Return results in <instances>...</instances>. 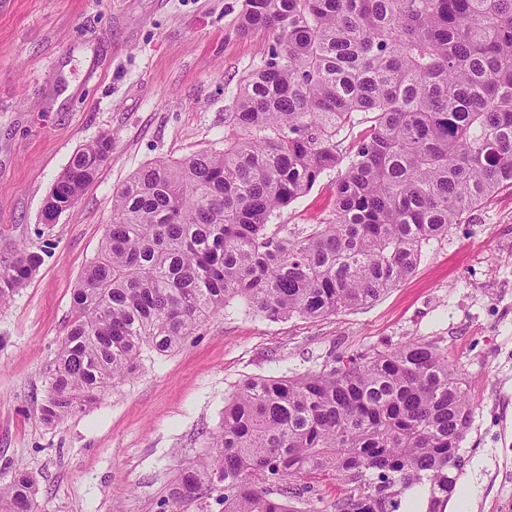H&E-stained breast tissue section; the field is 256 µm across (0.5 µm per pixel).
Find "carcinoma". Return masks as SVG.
Masks as SVG:
<instances>
[{
    "mask_svg": "<svg viewBox=\"0 0 512 512\" xmlns=\"http://www.w3.org/2000/svg\"><path fill=\"white\" fill-rule=\"evenodd\" d=\"M242 34L269 43L241 80L224 150L140 168L116 192L97 256L73 294L41 406L54 424L179 348L233 300L271 320L319 319L377 300L410 277L423 244L512 191V0H243ZM372 115L349 152L338 135ZM79 148L46 195L71 209L110 153ZM341 169L329 217L270 228L280 209ZM43 262L26 247L0 271V304ZM448 350L411 340L336 356L318 371L252 376L225 399L208 451L169 482L173 512H318L316 483L347 494L333 512H401L428 488L442 512L465 464L472 406ZM304 478L303 484L288 483ZM16 471L0 512H35Z\"/></svg>",
    "mask_w": 512,
    "mask_h": 512,
    "instance_id": "obj_1",
    "label": "carcinoma"
}]
</instances>
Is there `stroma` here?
Returning a JSON list of instances; mask_svg holds the SVG:
<instances>
[{
	"instance_id": "stroma-1",
	"label": "stroma",
	"mask_w": 512,
	"mask_h": 512,
	"mask_svg": "<svg viewBox=\"0 0 512 512\" xmlns=\"http://www.w3.org/2000/svg\"><path fill=\"white\" fill-rule=\"evenodd\" d=\"M242 0H0V271L21 247L38 272L0 305V479L32 476L37 512H162L178 468L206 451L224 399L255 375L320 369L338 354L412 338L447 348L473 407L460 474L473 512H512V193L424 244L414 274L378 300L273 321L231 302L175 351L142 352L135 375L54 426L39 408L84 267L113 196L138 169L224 148V114L267 45L240 34ZM112 152L56 223L43 200L72 154L101 134ZM337 171L274 221L326 218Z\"/></svg>"
}]
</instances>
